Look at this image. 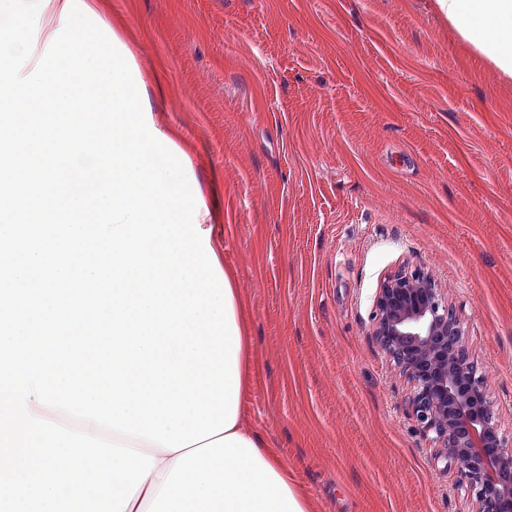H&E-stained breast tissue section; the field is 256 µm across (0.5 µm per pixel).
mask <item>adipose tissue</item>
Listing matches in <instances>:
<instances>
[{"label":"adipose tissue","mask_w":512,"mask_h":512,"mask_svg":"<svg viewBox=\"0 0 512 512\" xmlns=\"http://www.w3.org/2000/svg\"><path fill=\"white\" fill-rule=\"evenodd\" d=\"M438 4L463 40L512 77V0ZM112 439L155 459L126 512H309L297 475L243 420L175 453L119 432Z\"/></svg>","instance_id":"obj_1"}]
</instances>
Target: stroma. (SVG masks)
I'll return each instance as SVG.
<instances>
[{"instance_id":"stroma-1","label":"stroma","mask_w":512,"mask_h":512,"mask_svg":"<svg viewBox=\"0 0 512 512\" xmlns=\"http://www.w3.org/2000/svg\"><path fill=\"white\" fill-rule=\"evenodd\" d=\"M139 64L247 305L248 425L310 512H472L372 334L399 270L461 319L512 445V78L437 0H87Z\"/></svg>"}]
</instances>
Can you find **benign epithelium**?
<instances>
[{
    "label": "benign epithelium",
    "instance_id": "obj_1",
    "mask_svg": "<svg viewBox=\"0 0 512 512\" xmlns=\"http://www.w3.org/2000/svg\"><path fill=\"white\" fill-rule=\"evenodd\" d=\"M373 335L412 383L409 406L438 445L436 465L456 470L474 512H512V448L471 358L466 334L436 281L421 272L386 278Z\"/></svg>",
    "mask_w": 512,
    "mask_h": 512
}]
</instances>
